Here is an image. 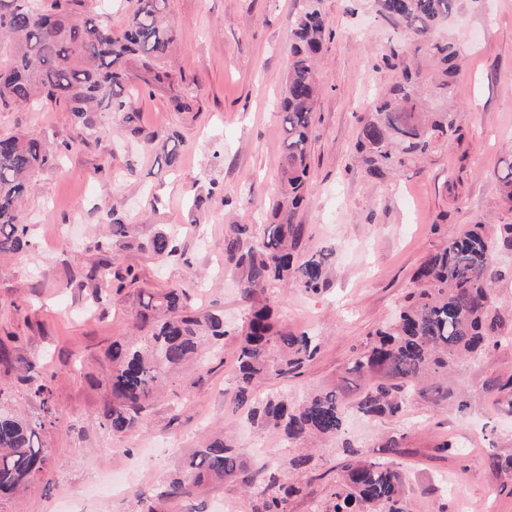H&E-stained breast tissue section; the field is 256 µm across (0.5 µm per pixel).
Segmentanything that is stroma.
I'll return each mask as SVG.
<instances>
[{
	"instance_id": "1",
	"label": "stroma",
	"mask_w": 512,
	"mask_h": 512,
	"mask_svg": "<svg viewBox=\"0 0 512 512\" xmlns=\"http://www.w3.org/2000/svg\"><path fill=\"white\" fill-rule=\"evenodd\" d=\"M307 0H167L166 19L178 33L172 70L192 84L188 109L172 99L177 85L151 81L129 65L137 124L107 113L85 129L61 104L1 109L0 135L46 137L55 166L32 179L21 204L30 251L0 258V336H14L15 357L29 364L28 381L0 367V407L39 412L32 387L49 381L56 420L40 433L52 464L0 512H251L240 480L210 484L177 500L159 497L180 459L223 428L235 436L247 469H274L287 443L250 426L235 400L237 342L225 338L220 355L203 368L179 373L155 399L138 428L115 435L98 424L111 400L113 340L134 333L143 294L186 289L198 312H220L241 322L247 305L242 272L224 255L233 224L258 227L275 204L282 166L277 102L288 67L293 25ZM328 34L318 70L322 94L313 114L316 138L310 193L295 217L305 227L306 250L336 251L327 285L313 295L282 284L267 290L280 328L317 336L320 350L299 377L269 378L261 394L300 399L346 374L360 337L386 319L411 288V275L438 249L435 225L454 228L501 217L496 173L512 145V0H462L441 32L464 57L457 81L461 131L418 166L387 182L370 179L353 156L360 119L375 93L397 78L383 57L400 45L421 68L429 59L410 31L376 14L374 0H321ZM178 137L179 154L165 162L160 147ZM139 236L177 232L183 256L161 262L131 248L115 263L136 281L123 289L80 284L79 275L106 257L93 243L112 219ZM512 375V344L459 362L448 377L469 405L438 408L423 399L398 418L367 420L350 414L352 441L369 456L395 439L393 460L406 480L414 512H436L448 483L461 512H512V408L488 393L493 377ZM451 450L439 451L442 441ZM340 453L327 443L318 466L302 479L309 494L288 512H312L326 499L321 473ZM120 472L126 485L94 496L90 485Z\"/></svg>"
}]
</instances>
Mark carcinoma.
<instances>
[{
    "mask_svg": "<svg viewBox=\"0 0 512 512\" xmlns=\"http://www.w3.org/2000/svg\"><path fill=\"white\" fill-rule=\"evenodd\" d=\"M307 2L296 20L280 103L284 131L280 200L256 244L243 245L246 224L234 225L235 238L224 244L229 260L243 274L242 294L251 302L246 320L229 328L218 313L192 314L183 289L150 295L140 302L136 314L146 336L140 341L112 342V401L100 409L98 421L114 434L133 431L177 372L223 345L224 337L234 336L239 339L237 405L247 408L252 424L279 432L291 451L279 471L253 473L225 437H210L180 463L159 496L178 498L209 483L239 478L252 493V512H288L291 500L307 496L306 486L291 476L311 468L310 445L317 439H334L343 455L317 512H411L401 471L385 457L367 456L349 438L348 414L354 410L367 418L397 416L415 395L445 407L454 398L443 382L451 365L507 339L504 320L494 309V292L502 277L499 253L512 251V221L496 225L493 235L484 224L445 234L443 247L428 254L412 274L413 287L393 318L367 333L354 349L348 373L363 384L353 393L334 383L297 403L286 395L257 394L259 384L270 376L300 374L320 349L314 336L277 329L273 302L258 295L273 282L320 293L326 286V261L334 253L333 247L325 246L301 262L295 260L304 228L294 223V217L309 190L315 140L312 114L320 94L315 67L326 35L319 0ZM459 2L376 0L378 17L412 30L435 64L425 78L420 68L402 63L399 80L361 120L354 148L366 173L376 180L389 179L422 160L458 131L460 49L434 39V31L458 12ZM165 7L166 0H133L123 28L114 31L102 20L103 13L90 10L86 0H0V46L6 53L0 72L9 73L0 78V109L48 100L64 103L85 126L92 125L91 114L104 111L121 113L128 124L136 122L134 95L124 94L128 64L138 60L158 82L171 78L164 66L176 33L163 22ZM431 96L445 100L447 107L432 111ZM54 160L39 135L0 136V256L30 246L19 204L32 177ZM498 181L501 203L512 213V150L501 160ZM108 228L109 234L96 241L95 248L135 247L162 260L180 253L179 239L170 233L141 239L131 225L117 218ZM86 279L106 286L115 282L120 290L136 276L106 263L90 269ZM34 396L42 414L28 418L0 413V499L42 476L51 461L49 451L38 443L40 431L53 424L48 384L38 385Z\"/></svg>",
    "mask_w": 512,
    "mask_h": 512,
    "instance_id": "carcinoma-1",
    "label": "carcinoma"
}]
</instances>
